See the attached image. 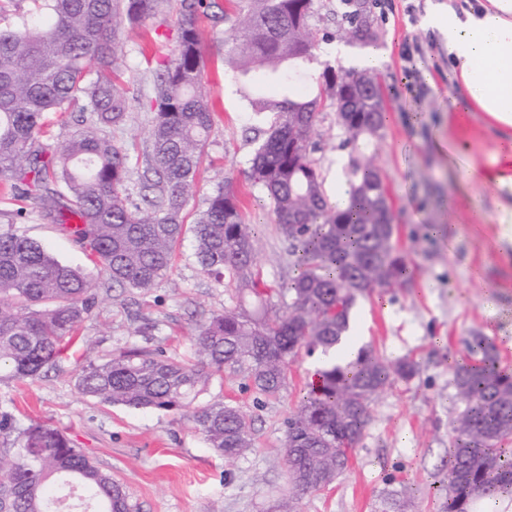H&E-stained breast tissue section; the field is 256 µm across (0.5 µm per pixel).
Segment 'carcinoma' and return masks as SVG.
Masks as SVG:
<instances>
[{
  "instance_id": "obj_1",
  "label": "carcinoma",
  "mask_w": 512,
  "mask_h": 512,
  "mask_svg": "<svg viewBox=\"0 0 512 512\" xmlns=\"http://www.w3.org/2000/svg\"><path fill=\"white\" fill-rule=\"evenodd\" d=\"M0 0V180L13 198L32 202L42 219L62 228L79 222L76 242L93 253L112 286L147 289L173 265L186 231L194 257L208 274L233 280L251 299L211 317L193 338L196 360L164 358L130 348L91 362L78 379L82 394L108 405L170 411L184 407L211 378L240 374L246 387L276 400L287 387L286 364L300 351H339L359 295L401 288L412 270L396 241L386 190L363 146L385 126L376 73L325 67V91L336 99L338 124L352 160L349 205L327 200L323 179L308 158L304 136L319 123L321 95L252 100L273 120L252 158L248 179L262 189L293 257V275L279 289L283 312L268 310L255 272V236L238 192L219 182L191 228L184 210L196 189L213 116L202 90L198 20L215 0H172L179 30L172 65L155 73V116L148 149L130 155L115 140L127 110L120 83L124 25L156 13L160 0H29L9 13ZM240 19L225 41L233 64L274 70L316 59L315 0H237ZM348 27L373 18L375 0H339ZM79 105L69 138L51 146L46 113L62 118ZM95 284L51 257L18 229L0 232V381L36 379L55 368L78 325L95 305ZM468 359L453 366L462 405L443 466L448 493L442 512H472L482 498L512 496V368L501 364L484 336L467 341ZM418 371L408 356L388 359L370 346L331 358L288 418L282 447L288 482L299 494L345 474L370 421L377 395ZM187 420L210 448L238 459L253 447L251 421L237 406L214 401ZM0 445L13 455L0 464V512H134L124 487L100 470L56 427H21L0 411ZM381 512H407L408 497L388 491Z\"/></svg>"
}]
</instances>
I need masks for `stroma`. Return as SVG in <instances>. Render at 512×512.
I'll return each mask as SVG.
<instances>
[{
  "label": "stroma",
  "mask_w": 512,
  "mask_h": 512,
  "mask_svg": "<svg viewBox=\"0 0 512 512\" xmlns=\"http://www.w3.org/2000/svg\"><path fill=\"white\" fill-rule=\"evenodd\" d=\"M447 2L379 0L377 41L353 47L357 54L381 59L377 72L386 122L365 153L387 186L406 259L415 270L406 287L358 297L354 317L365 324L366 345L391 358L411 357L419 370L378 395L349 471L322 492L299 496L297 512H378L383 493L403 485L412 497L410 512H439L447 484L441 465L459 411L453 363L466 358V340L480 334L494 341L502 364L512 367V243L496 206L499 192L477 177L502 143L485 113L453 109L459 77L442 37L424 26L426 13ZM336 5L337 0H316L315 25L324 36L317 60L282 83L261 69L245 79L238 76L228 46L219 40L236 26V15L199 22L204 91L213 104L214 127L197 173L199 197L188 209L202 208L219 181L232 183L257 236L256 269L273 288L291 275V258L268 198L247 178L269 121L253 111L250 100L256 94L281 100L317 92L341 40ZM177 46L175 17L165 2L153 17L126 29L128 112L116 138L128 148H145L154 115V68L172 62ZM463 136L471 144L460 153L456 141ZM342 140L335 101L323 98L310 157L333 202L348 190L352 150ZM20 227L95 283L97 305L58 369L32 381L0 382V409L14 414L20 425L44 421L61 430L73 447L125 486L134 512H269L289 491L281 441L309 378L311 356L290 360L288 388L276 401L259 397L235 374L212 378L196 405L231 402L253 423V448L244 457L226 459L208 448L184 410L107 405L83 395L77 381L89 361L132 346L191 358L199 328L237 303L234 285L215 282L200 269L189 237L163 279L132 290L113 287L96 257L60 226L32 216Z\"/></svg>",
  "instance_id": "stroma-1"
}]
</instances>
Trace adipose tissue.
I'll use <instances>...</instances> for the list:
<instances>
[{"mask_svg": "<svg viewBox=\"0 0 512 512\" xmlns=\"http://www.w3.org/2000/svg\"><path fill=\"white\" fill-rule=\"evenodd\" d=\"M426 25L448 46L464 111L486 113L503 126L505 145L481 178L512 193V0H464L431 12Z\"/></svg>", "mask_w": 512, "mask_h": 512, "instance_id": "obj_1", "label": "adipose tissue"}]
</instances>
